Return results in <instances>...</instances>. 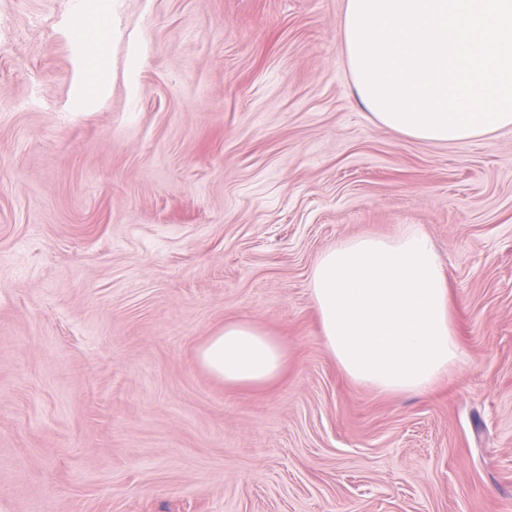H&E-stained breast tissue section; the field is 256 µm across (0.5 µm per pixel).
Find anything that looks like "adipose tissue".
I'll return each mask as SVG.
<instances>
[{
	"label": "adipose tissue",
	"mask_w": 512,
	"mask_h": 512,
	"mask_svg": "<svg viewBox=\"0 0 512 512\" xmlns=\"http://www.w3.org/2000/svg\"><path fill=\"white\" fill-rule=\"evenodd\" d=\"M309 290L325 346L354 382L388 394L421 392L461 357L447 276L422 228L325 250ZM197 360L217 380L249 387L275 379L286 363L279 340L247 320L225 323Z\"/></svg>",
	"instance_id": "obj_1"
}]
</instances>
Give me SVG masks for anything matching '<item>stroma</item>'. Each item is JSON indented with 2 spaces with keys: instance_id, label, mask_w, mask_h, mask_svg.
Instances as JSON below:
<instances>
[{
  "instance_id": "obj_1",
  "label": "stroma",
  "mask_w": 512,
  "mask_h": 512,
  "mask_svg": "<svg viewBox=\"0 0 512 512\" xmlns=\"http://www.w3.org/2000/svg\"><path fill=\"white\" fill-rule=\"evenodd\" d=\"M345 0H0V512H512V131L380 126ZM422 225L461 360L351 381L309 277ZM249 320L258 388L197 362ZM349 3V0H346V8H345V13H344V17L342 18L341 20V33H342V50H343V53L345 55V58L347 60V64H348V68H349V71H350V75H351V79H352V85H353V89L355 91V94L358 98V100L360 101V103L363 105V107L365 109L368 110V112H370L376 119V121L380 124V126L384 127L385 129L387 130H390L396 134H399V135H402V136H406V137H409V138H412V139H415V140H418V141H423V142H428V143H435V144H458V143H465V142H469V141H472V140H475V139H479V138H482V137H485L487 135H490L491 133L497 131V130H500V129H504V128H512V123H508V125L506 126H503L502 127V124H505L504 122H502V124L500 125H496V128L498 126L502 127V128H498L497 130H494V131H491V132H484V133H479V134H476V135H471L469 137H464V138H456V139H432V138H420V137H414V136H411V135H408L406 133H403V132H400L394 128H391L390 126L386 125L385 123H392V121H388V122H384L382 121V119H380V113H379V117L373 113L368 107L366 104H368V102L363 103L365 101V97H364V101L361 100V95H359V91L360 90H357L356 88V84H355V81H356V77H355V73L352 74V67L350 65V62L352 61V59L350 58V53H349V49H348V45H347V18H346V13H347V5ZM348 14V13H347ZM197 360L217 380L249 387L275 379L286 363L279 340L247 320L225 323L198 349Z\"/></svg>"
}]
</instances>
